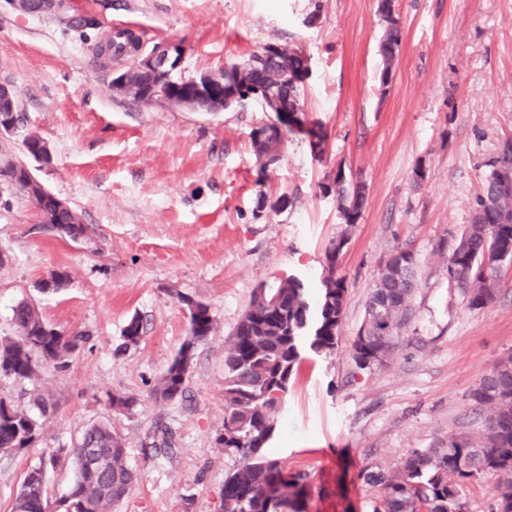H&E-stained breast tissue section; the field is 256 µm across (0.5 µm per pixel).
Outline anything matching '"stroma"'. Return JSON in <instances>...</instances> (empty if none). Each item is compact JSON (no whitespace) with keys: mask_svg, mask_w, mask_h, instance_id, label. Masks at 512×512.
Here are the masks:
<instances>
[{"mask_svg":"<svg viewBox=\"0 0 512 512\" xmlns=\"http://www.w3.org/2000/svg\"><path fill=\"white\" fill-rule=\"evenodd\" d=\"M72 3L100 28L81 36L0 8V81L14 83L19 112L0 150L24 162L26 140L42 138L51 161L37 177L90 229L78 242L58 237L0 177V340L15 336L13 308L24 299L54 327L88 336L67 369L49 366L24 383L0 377L1 397L25 409L37 394L51 404L35 446L0 455V512L43 451L71 447L101 421L120 433L137 475L115 512H221L224 477L239 464L217 441L224 343L259 285L294 275L317 294L324 252L342 235L339 346L304 352L269 454L310 474L311 512H373L379 490L360 480L362 468L392 469L452 439L485 441L490 411L475 408L472 392L512 355V268L502 269L496 300L474 310L449 283L447 259L512 138V0H397L402 41L384 89L377 0ZM121 28L148 50L182 40L188 78L267 44L301 47L305 107L327 127V153L315 158L306 141L288 138L262 176L250 132L270 115L257 104L209 114L113 96L112 72L126 62L101 68L94 45ZM339 166L367 186L350 228L322 189ZM406 244L418 258L412 319L385 365L358 369L348 347L364 304L386 256ZM57 270L68 272L66 285L40 291ZM186 296L210 306L215 330L195 350L184 398L157 402L151 390L189 332ZM135 316L143 337L128 346ZM115 394L132 407L113 411ZM162 430L171 452L145 455Z\"/></svg>","mask_w":512,"mask_h":512,"instance_id":"35a3bbf8","label":"stroma"}]
</instances>
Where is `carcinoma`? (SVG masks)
I'll return each mask as SVG.
<instances>
[{
  "label": "carcinoma",
  "instance_id": "obj_1",
  "mask_svg": "<svg viewBox=\"0 0 512 512\" xmlns=\"http://www.w3.org/2000/svg\"><path fill=\"white\" fill-rule=\"evenodd\" d=\"M384 22L379 55L382 72L391 71L402 39L399 17L379 11ZM141 39L132 32H119L108 44L117 54L134 56ZM308 58L291 54L278 69V91L288 105H304L303 83L296 81ZM285 124L277 113L267 124L251 131L252 147L267 170L280 160L284 138L274 132ZM319 135L328 141L325 126L309 122L305 129H286L285 135L303 140ZM336 193L343 223H358L366 196L365 183L339 173L322 185ZM66 225L69 233H87L75 211H62L57 232ZM345 240L338 238L326 248L329 261L322 278L316 308H311L303 281L290 275L266 294L254 290L251 301L224 344V430L218 441L224 452L239 457L241 465L224 478L222 512H310V474L288 472L266 455L274 435L277 415L288 394L304 347L317 354L336 351L348 286L336 273L339 251ZM494 251L512 257V139L502 144L490 164L483 191L472 205L470 224L461 233L448 256V276L466 296L468 306L482 309L497 296L500 270L484 263ZM417 263L413 249L398 247L382 263L365 303V317L349 347L357 368H378L393 353L411 315L410 299L416 285ZM188 308L189 333L172 362L152 390L157 401L172 402L183 396L191 372L195 349L214 332L210 306L187 296L179 297ZM17 336L0 340V374L16 380H32L42 368L69 366V358L87 340L81 334L68 335L47 323L28 302L14 309ZM143 326L133 317L124 330L125 345H136ZM475 407L489 406L493 414L487 423L486 441L474 444L451 440L446 448L430 452L411 451L393 471L363 472L364 481L380 489L374 512H464L459 486L483 475L502 478L495 488L493 512H512V355L484 374L474 389ZM41 423L29 411L0 397V454H11L33 445ZM93 448L103 457L104 469L91 472L84 453ZM70 466L74 478L68 493L55 501L64 512H114L126 499L136 475L125 459L122 437L107 424L86 428L70 449L56 448L41 454L38 464L23 477L11 512H46L50 495L48 471Z\"/></svg>",
  "mask_w": 512,
  "mask_h": 512
}]
</instances>
